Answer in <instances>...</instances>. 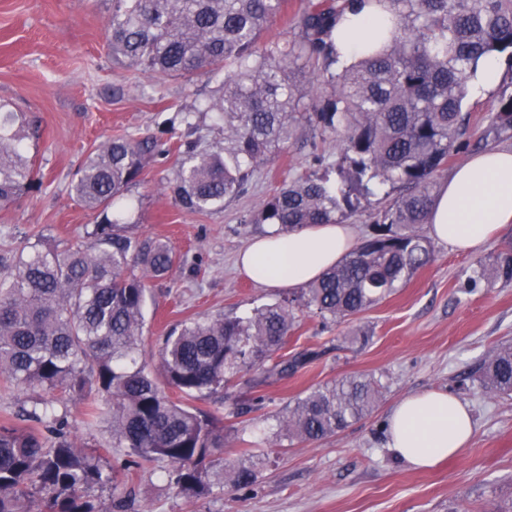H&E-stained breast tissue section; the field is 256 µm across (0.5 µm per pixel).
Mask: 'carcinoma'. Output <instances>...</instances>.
<instances>
[{
	"mask_svg": "<svg viewBox=\"0 0 512 512\" xmlns=\"http://www.w3.org/2000/svg\"><path fill=\"white\" fill-rule=\"evenodd\" d=\"M366 0H311L295 17L297 38L262 41L284 0H112L109 54L118 67L156 78L203 77L215 96L197 110H177L188 131L173 144L145 135L106 141L84 163L71 191L94 215L80 244L62 249L25 243L0 268V374L69 399L96 392L89 422L109 420L112 445L129 460L106 470L65 432L53 399L31 400L26 420L0 424V512H102L90 495L117 489L143 465L166 461L179 493L201 498L231 475L253 484L263 459L242 448L222 465L224 422L202 408L224 398L243 370L267 380L297 368L278 355L295 311L340 323L395 294L434 258L419 234L427 223L437 178L466 135L468 81L478 62L504 56L512 67V0H378L394 27L382 46L351 63L336 54V25ZM213 114L224 141L210 148L195 136L196 112ZM311 134L312 163L275 189L250 223L287 234L307 224H343L361 200L388 185L372 235L298 297L257 307L247 318L214 317L184 324L164 337L156 371L137 364L148 282L165 276L175 256L163 242L121 227L117 206L150 162L176 154L174 199L191 212L224 208L247 192L268 158ZM512 133V92L503 90L477 145ZM29 123L0 102V206L36 183ZM332 140L329 162L317 141ZM496 278L512 282V249L496 256ZM484 388L512 396V344L481 367ZM383 387L346 375L290 401L277 426L301 442L336 434L368 414Z\"/></svg>",
	"mask_w": 512,
	"mask_h": 512,
	"instance_id": "obj_1",
	"label": "carcinoma"
}]
</instances>
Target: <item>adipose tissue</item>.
Instances as JSON below:
<instances>
[{"instance_id": "1", "label": "adipose tissue", "mask_w": 512, "mask_h": 512, "mask_svg": "<svg viewBox=\"0 0 512 512\" xmlns=\"http://www.w3.org/2000/svg\"><path fill=\"white\" fill-rule=\"evenodd\" d=\"M390 14L375 0L346 13L336 26V53L362 56L389 31ZM512 227V148L482 151L442 183L430 213L431 235L457 252H475ZM356 246L349 224H312L289 234L268 233L239 254L241 273L262 288L300 289L337 265ZM473 435L470 410L455 397L428 390L401 400L387 422L390 448L417 468L459 454Z\"/></svg>"}]
</instances>
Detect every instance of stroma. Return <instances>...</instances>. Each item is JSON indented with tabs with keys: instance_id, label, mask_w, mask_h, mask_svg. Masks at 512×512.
<instances>
[{
	"instance_id": "stroma-1",
	"label": "stroma",
	"mask_w": 512,
	"mask_h": 512,
	"mask_svg": "<svg viewBox=\"0 0 512 512\" xmlns=\"http://www.w3.org/2000/svg\"><path fill=\"white\" fill-rule=\"evenodd\" d=\"M111 11V0H0V101L37 126L30 155L41 179L38 190L0 207V262L38 233L60 245L82 240L92 216L71 183L86 158L112 137L160 134L173 111L212 94L202 78L159 80L113 65L106 48ZM307 164V148L291 145L266 162L245 194L208 213L175 203L171 161L148 165L128 189V231L162 240L176 256L172 272L153 280L146 296L141 348L148 369L158 363L163 336L185 320L242 317L283 299V291L240 275L235 260L263 231L250 216ZM511 245L512 228L475 253L435 243L429 265L348 321L325 325L309 310L297 311L285 354L305 353L308 361L264 383L259 372L240 373L224 394V458L256 442L265 452L256 482L243 489L228 483L190 501L170 486L167 463L158 462L127 485L132 503L122 512H512V397L487 393L479 381L481 364L512 343V283L463 291L473 269L492 271L496 254ZM354 374L385 387L372 413L318 442L277 433L272 416L289 401ZM431 389L468 405L474 435L461 455L416 469L389 448L386 422L398 401ZM86 408L73 401L57 410L71 437L104 467L121 465L125 453L112 447L108 424H88Z\"/></svg>"
}]
</instances>
